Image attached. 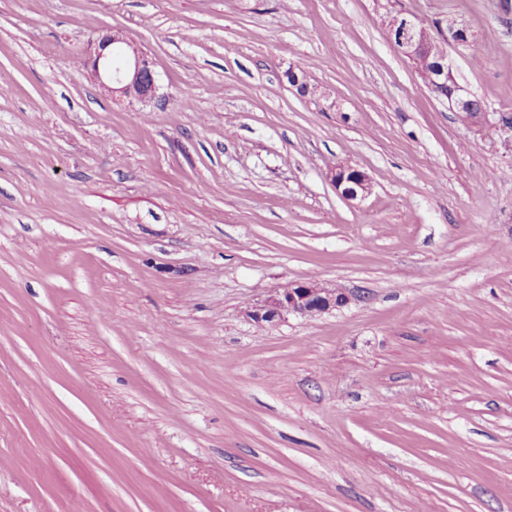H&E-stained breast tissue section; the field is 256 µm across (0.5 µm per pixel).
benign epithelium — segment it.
<instances>
[{"mask_svg":"<svg viewBox=\"0 0 512 512\" xmlns=\"http://www.w3.org/2000/svg\"><path fill=\"white\" fill-rule=\"evenodd\" d=\"M467 27L454 18L437 23L435 34L422 30L415 18L403 13L389 30L391 43L412 62L434 63L431 89L448 101L451 111H473V124L485 121V113L476 110L477 97L466 91L457 81L447 48L461 45V36ZM130 44L118 32L101 37L92 67L96 77L104 76L112 83V93L149 105L157 99L158 82L152 61L137 46L124 50ZM331 183L344 198H362L371 190L365 172L352 166L338 165L329 171ZM354 297L316 281L295 282L251 306L247 315L255 322L274 324L288 314L316 316L348 305Z\"/></svg>","mask_w":512,"mask_h":512,"instance_id":"7a95c632","label":"benign epithelium"}]
</instances>
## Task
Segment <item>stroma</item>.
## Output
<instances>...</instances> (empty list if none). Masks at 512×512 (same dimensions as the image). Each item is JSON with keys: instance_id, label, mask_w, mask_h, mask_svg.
Returning <instances> with one entry per match:
<instances>
[{"instance_id": "obj_1", "label": "stroma", "mask_w": 512, "mask_h": 512, "mask_svg": "<svg viewBox=\"0 0 512 512\" xmlns=\"http://www.w3.org/2000/svg\"><path fill=\"white\" fill-rule=\"evenodd\" d=\"M392 8L467 26L487 124ZM116 29L157 105L90 76ZM504 114L512 0H0V512H512ZM311 280L352 302L248 317ZM390 25L395 23L397 10H390ZM424 28L432 32L431 25L419 19ZM415 18L407 13H402L397 23L386 34L391 43L413 63L422 61L435 62L430 76L434 82L430 88L448 101L450 111L471 110L475 111L477 97L466 91L457 81L451 63L448 61V45H461L462 34H467V27L457 19L448 18L445 26L438 22L434 27L436 34L431 35L422 30ZM328 176L336 191L349 200L362 198L371 190L367 174L352 166L336 165V168L330 169Z\"/></svg>"}]
</instances>
